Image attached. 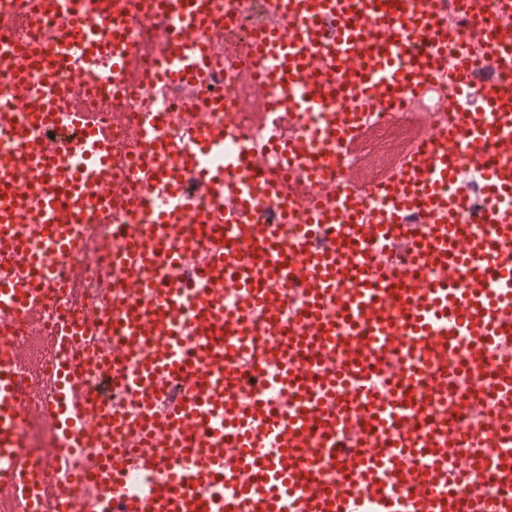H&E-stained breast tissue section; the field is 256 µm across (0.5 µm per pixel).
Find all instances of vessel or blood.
I'll list each match as a JSON object with an SVG mask.
<instances>
[{"mask_svg":"<svg viewBox=\"0 0 512 512\" xmlns=\"http://www.w3.org/2000/svg\"><path fill=\"white\" fill-rule=\"evenodd\" d=\"M122 2L101 0L103 37L56 0L63 31L32 50L52 95H37L18 76L8 85L13 105L0 107V135L14 140L24 161L0 160V263L25 253L28 276L0 280L1 325L39 317L29 297L51 268L44 253L26 251L27 234L70 249L73 227L112 199V124H86L92 81L83 62L105 57L116 80L136 70ZM157 4L168 16L159 31L161 76L207 89L212 47L224 38V0ZM462 5L479 18L499 69L512 75V0ZM270 8L287 10L288 28L244 38L238 61L273 60L254 80L259 100L275 87L289 111L322 113L313 138L282 147L288 171L304 168L313 193L288 198L299 216L293 228L260 223L254 213L276 187L245 130L214 128L201 104L183 121L179 146L154 137L167 113H146L149 148L129 164L126 182L143 194L163 189L170 205L153 223L122 230L141 271L125 282V311L99 343L98 361L114 382L137 390L148 419H114L85 380H65L62 396L46 397L37 415L66 446L53 470L34 472L15 434V368L28 353L1 346L0 512H36L47 499L56 512H87L89 483L105 499L122 498L124 512H512V78L478 80L482 64L461 52L464 35L437 27L438 0H270ZM442 70L449 96L465 107L458 121L419 133L395 178L364 185L337 174L331 150H349L365 131L354 101L388 116ZM57 97L72 99L81 136L32 139L31 124L54 125ZM71 154L92 156L94 179L63 165ZM471 166L483 181L477 206L462 179ZM190 179L197 195L184 191ZM371 195L383 204L366 215ZM412 213L421 224L407 223ZM216 215L232 233L212 225ZM321 233L328 248L311 249ZM393 241L400 245L393 259L376 260L377 247ZM177 243L207 255V285L193 294L186 329L181 288L158 274ZM291 284L302 288L301 306L288 298ZM228 288L242 298L231 316ZM258 312L265 340L247 362L229 364V337L245 335ZM407 351L412 359L393 366L391 354ZM136 353L140 369L127 370ZM275 360L286 363L287 405L245 401L247 380ZM480 374L482 402L493 412L467 432L449 402L452 379ZM175 386L178 399L154 411ZM112 428L125 435L124 446L72 470V449ZM136 471L154 476L142 498L126 493ZM221 478L235 485V498L214 497Z\"/></svg>","mask_w":512,"mask_h":512,"instance_id":"b4317fda","label":"vessel or blood"}]
</instances>
